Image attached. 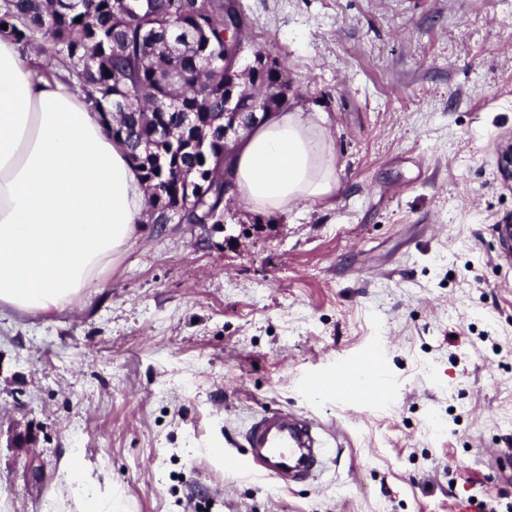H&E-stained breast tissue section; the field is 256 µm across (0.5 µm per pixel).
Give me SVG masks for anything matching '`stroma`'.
Listing matches in <instances>:
<instances>
[{
  "label": "stroma",
  "mask_w": 512,
  "mask_h": 512,
  "mask_svg": "<svg viewBox=\"0 0 512 512\" xmlns=\"http://www.w3.org/2000/svg\"><path fill=\"white\" fill-rule=\"evenodd\" d=\"M246 46L331 118L339 189L142 223L70 307H0V512H72L79 454L125 512L512 503V0H240ZM380 349V399L336 388ZM338 437L290 489L226 472L262 411Z\"/></svg>",
  "instance_id": "1"
}]
</instances>
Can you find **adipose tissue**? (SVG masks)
<instances>
[{
    "label": "adipose tissue",
    "instance_id": "adipose-tissue-1",
    "mask_svg": "<svg viewBox=\"0 0 512 512\" xmlns=\"http://www.w3.org/2000/svg\"><path fill=\"white\" fill-rule=\"evenodd\" d=\"M323 112L288 108L241 133L224 163L254 211L283 213L336 194ZM145 185L126 147L76 84L39 75L0 38V307L46 312L75 300L119 261L145 218ZM78 512H118L111 484L66 462Z\"/></svg>",
    "mask_w": 512,
    "mask_h": 512
}]
</instances>
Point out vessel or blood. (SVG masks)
<instances>
[{
  "mask_svg": "<svg viewBox=\"0 0 512 512\" xmlns=\"http://www.w3.org/2000/svg\"><path fill=\"white\" fill-rule=\"evenodd\" d=\"M243 440L244 452L225 451V470L258 472L288 489L313 480L332 446L323 425L281 410L256 415Z\"/></svg>",
  "mask_w": 512,
  "mask_h": 512,
  "instance_id": "vessel-or-blood-1",
  "label": "vessel or blood"
}]
</instances>
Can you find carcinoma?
<instances>
[{"instance_id": "carcinoma-1", "label": "carcinoma", "mask_w": 512, "mask_h": 512, "mask_svg": "<svg viewBox=\"0 0 512 512\" xmlns=\"http://www.w3.org/2000/svg\"><path fill=\"white\" fill-rule=\"evenodd\" d=\"M240 12L238 0H0V36L41 50L80 85L139 169L152 223H164L160 205L197 195L188 221L222 224L229 145L211 113L232 60L224 18ZM165 30L186 49L168 51ZM117 41L127 44L119 53ZM281 79L278 67L262 70L250 80L256 98H271L264 89Z\"/></svg>"}]
</instances>
